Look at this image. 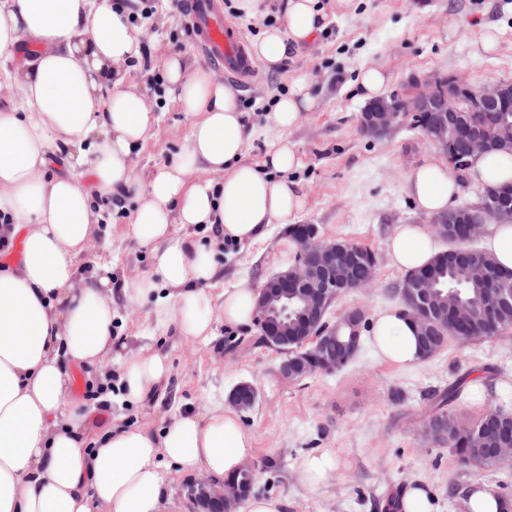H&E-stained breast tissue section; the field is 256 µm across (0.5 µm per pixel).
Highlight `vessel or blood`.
<instances>
[{"label": "vessel or blood", "mask_w": 512, "mask_h": 512, "mask_svg": "<svg viewBox=\"0 0 512 512\" xmlns=\"http://www.w3.org/2000/svg\"><path fill=\"white\" fill-rule=\"evenodd\" d=\"M184 17L203 60L231 81L248 84L260 67L250 58L237 28L226 21L221 0H182Z\"/></svg>", "instance_id": "1"}]
</instances>
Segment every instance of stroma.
Masks as SVG:
<instances>
[{
  "mask_svg": "<svg viewBox=\"0 0 512 512\" xmlns=\"http://www.w3.org/2000/svg\"><path fill=\"white\" fill-rule=\"evenodd\" d=\"M284 3L256 0L253 16L229 6L224 15L250 44L280 22ZM320 5L324 30L285 67L260 69L248 85L236 89L252 123L247 160L256 165L276 137L265 125V114L277 99L301 83L314 98V108L303 112L288 133L301 160L293 178L305 196L304 209L288 223L271 225L258 242L230 243L201 225H179L175 231L211 248L219 293L243 283L259 286L292 265L297 248L290 225L312 224L323 240L361 244L376 255V278L337 298L327 320L336 322L357 309L370 322L380 311L400 305L396 287L405 273L390 264L388 239L396 225L429 223L407 194L406 181L415 167L439 152L408 122L381 139L362 134L358 76L363 69L382 68L389 77L388 94L403 90L413 74L460 75L475 87L512 81V0H351L343 10L336 0H320ZM131 19L144 44L161 35L188 70L203 67L177 0H155L150 18L135 12ZM489 26L498 30L499 42L487 53L481 36ZM127 83L144 92L161 114L134 157V174L142 182L185 150L192 119L153 63L130 66ZM95 206L105 220L78 265L100 268L111 279L114 343L130 352L144 348L164 355L170 371L153 397L134 403L115 385L118 364L72 368V395L88 415L89 436L117 423L161 431L181 412L203 416L227 406L231 390L248 382L258 392L255 405L241 414L254 438L247 462L256 473L254 494L281 498L285 512H388L389 504L414 483L426 488L431 512H458L453 489L512 479V458L493 468L465 466L422 437L430 396L447 389L458 375L468 377L458 404L466 418L478 417L495 396L512 395V332L488 340L449 341L432 358L403 370L376 358L365 340L341 370L291 380L279 372L282 354L259 345L256 326L229 328L217 318L207 342L156 330L155 297L131 302L121 291L124 283L147 276L151 267L148 250L130 233L133 196L99 198ZM319 448L335 449L346 465L314 490L304 483L299 465Z\"/></svg>",
  "mask_w": 512,
  "mask_h": 512,
  "instance_id": "obj_1",
  "label": "stroma"
}]
</instances>
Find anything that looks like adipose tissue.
<instances>
[{
  "label": "adipose tissue",
  "mask_w": 512,
  "mask_h": 512,
  "mask_svg": "<svg viewBox=\"0 0 512 512\" xmlns=\"http://www.w3.org/2000/svg\"><path fill=\"white\" fill-rule=\"evenodd\" d=\"M324 27L318 0H286L283 22L268 27L250 55L266 69L280 68ZM24 37L41 50L15 59L6 74L24 108L0 110V213L12 219L0 223V236L22 242L19 262L0 263V512H161L168 493L161 462L230 478L251 457L253 438L230 408L179 416L158 437L115 425L89 438L87 418L71 399L70 369L99 367L113 350L104 293L110 281L77 268L99 219L93 200L137 188L130 230L149 249L151 268L123 292L142 298L164 290L158 327L206 341L214 314L229 326L248 324L255 288L244 284L214 300L207 289L214 262L194 238L171 228L204 224L224 240L255 242L300 212L305 197L288 178L300 159L288 132L314 100L300 90L275 102L266 124L278 136L255 167L245 160L249 117L236 92L206 70L186 71L155 40V64L197 119L185 152L139 185L133 155L159 114L126 83L127 67L143 56L142 38L118 0H0V57H13ZM59 156L62 173L54 169ZM200 168L208 178L195 177ZM463 177L486 187L512 182V155H476L461 176L423 163L406 191L420 211L435 214L447 209ZM434 253L426 227H395L393 265L410 272ZM372 330L381 360L399 367L418 360L416 328L402 310L378 314ZM168 371L165 356L130 354L118 384L139 402Z\"/></svg>",
  "instance_id": "adipose-tissue-1"
}]
</instances>
